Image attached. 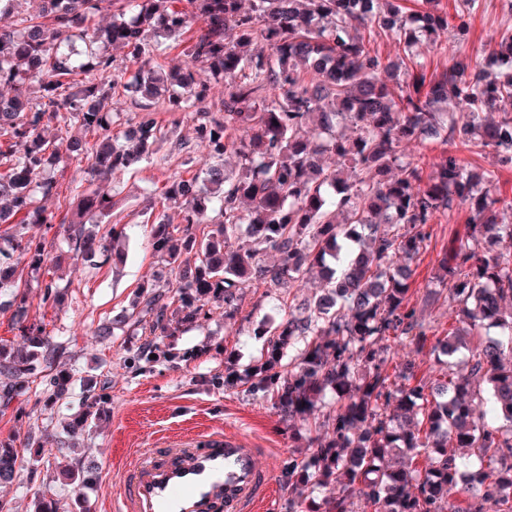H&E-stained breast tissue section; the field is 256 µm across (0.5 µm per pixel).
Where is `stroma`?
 Here are the masks:
<instances>
[{"mask_svg": "<svg viewBox=\"0 0 512 512\" xmlns=\"http://www.w3.org/2000/svg\"><path fill=\"white\" fill-rule=\"evenodd\" d=\"M449 21L464 19L465 33L458 42L461 55L484 63L503 33L512 29V0H481L476 13L461 15L460 0H441ZM205 151L191 156L178 153L172 142L160 145L157 156L145 160L126 175L119 187L120 204L115 217L128 224L123 263L105 262L92 269L64 258L53 278L63 293L61 303L43 302L42 289L30 294L32 317L43 320L51 341L60 346L55 367L107 382L109 404L97 427L78 438L63 428L62 411L45 403L38 391L16 399L0 414V440L26 443L28 437L49 434L73 440L77 455L95 459L98 468L84 491L88 512H111L127 452L133 448H168L174 442L206 432L225 431L249 439L263 451L262 462L271 471L270 512H287L288 491L279 480L281 465L295 445L288 426L269 399L251 394L246 384L224 387V356L234 354L239 364L255 358L262 341L253 334L263 318L281 320L291 307L311 296L314 284L297 283L267 298L263 289L248 288L243 295L245 321H228L224 310L206 305L200 325L188 326L172 336H142L134 326L116 331L111 341L98 342L93 332L120 310L128 308L137 286L158 267L148 236L149 193L170 175L190 178L204 171ZM468 208L456 206L450 217L434 225L429 249L412 265L411 302H420L433 286L437 255L449 233H465ZM55 472L23 467L19 479L0 492L16 512H29L35 493H61Z\"/></svg>", "mask_w": 512, "mask_h": 512, "instance_id": "obj_1", "label": "stroma"}]
</instances>
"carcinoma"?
<instances>
[{
	"label": "carcinoma",
	"instance_id": "1",
	"mask_svg": "<svg viewBox=\"0 0 512 512\" xmlns=\"http://www.w3.org/2000/svg\"><path fill=\"white\" fill-rule=\"evenodd\" d=\"M0 0V309L24 337L20 353L0 344V407L53 369L57 347L30 316L29 291L61 294L46 280L55 262L45 226L61 224L68 251L90 266L109 258L125 225L112 222V184L135 170L183 119L212 165L190 179L175 173L159 201L150 245L164 266L94 335L111 339L130 319L150 336L199 321L203 307L242 315V289L291 288L315 268L321 293L277 324L245 370L251 391L272 401L292 440L317 432L288 457L281 481L288 512H512V205L495 194L498 168L512 166V33L489 53L494 75L451 54L427 74L421 38L449 26L440 0ZM379 30L403 43L395 63L350 30ZM184 64L162 74L151 53L167 42ZM120 46L139 64L130 82L114 66ZM224 99H211L212 83ZM147 113L112 133L118 88ZM167 105L159 124L148 109ZM455 102L466 112H448ZM76 127L80 138L66 137ZM59 132L57 139L46 130ZM412 141L450 145L423 176L403 161ZM495 152L491 167L468 169L460 152ZM86 162L85 183L69 189L61 218L45 203L63 195L55 170ZM469 206L467 232L437 259L434 292L458 326L444 336L410 303V264L429 249L433 225ZM246 224L253 244L232 242ZM274 252L259 262L256 246ZM496 327V338L482 334ZM468 357L453 362L464 337ZM433 360L434 375L418 376ZM73 433L93 428L108 396L97 383L58 371L45 401L64 403ZM66 449L34 448L30 460L58 471L74 497L36 494L32 512H84L94 465H61ZM22 457L0 441V487Z\"/></svg>",
	"mask_w": 512,
	"mask_h": 512
}]
</instances>
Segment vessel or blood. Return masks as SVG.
Masks as SVG:
<instances>
[{
  "label": "vessel or blood",
  "instance_id": "b4317fda",
  "mask_svg": "<svg viewBox=\"0 0 512 512\" xmlns=\"http://www.w3.org/2000/svg\"><path fill=\"white\" fill-rule=\"evenodd\" d=\"M260 454L231 433L145 449L126 466L120 512H256L270 490Z\"/></svg>",
  "mask_w": 512,
  "mask_h": 512
}]
</instances>
